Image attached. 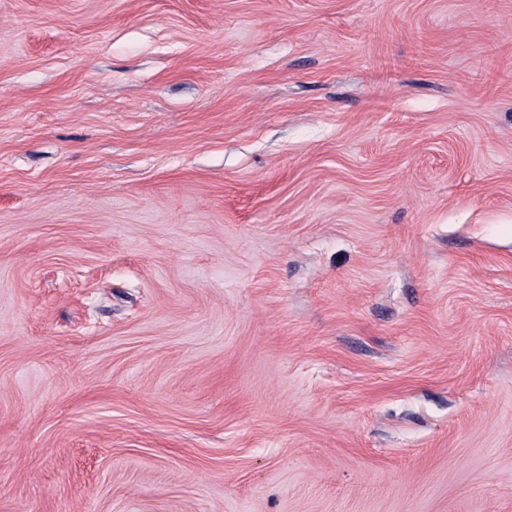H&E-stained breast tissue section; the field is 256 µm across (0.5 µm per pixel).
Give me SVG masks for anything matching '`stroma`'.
Instances as JSON below:
<instances>
[{"label": "stroma", "mask_w": 512, "mask_h": 512, "mask_svg": "<svg viewBox=\"0 0 512 512\" xmlns=\"http://www.w3.org/2000/svg\"><path fill=\"white\" fill-rule=\"evenodd\" d=\"M0 512H512V0H0Z\"/></svg>", "instance_id": "stroma-1"}]
</instances>
